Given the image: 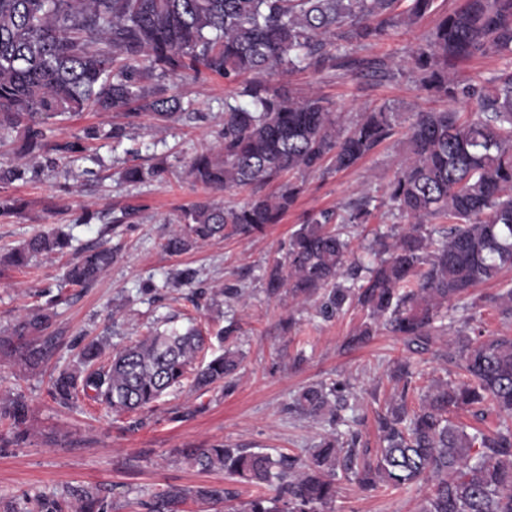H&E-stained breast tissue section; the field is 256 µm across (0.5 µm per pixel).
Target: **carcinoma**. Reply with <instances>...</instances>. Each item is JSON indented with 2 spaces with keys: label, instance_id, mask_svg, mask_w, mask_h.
<instances>
[{
  "label": "carcinoma",
  "instance_id": "cac0c4a2",
  "mask_svg": "<svg viewBox=\"0 0 512 512\" xmlns=\"http://www.w3.org/2000/svg\"><path fill=\"white\" fill-rule=\"evenodd\" d=\"M436 10V0H0V138L16 133L18 154L32 161L0 166V189L55 169L90 141H119L127 130L89 126L51 141L49 126L88 109L129 120L150 112L168 122L182 114V98L162 81L218 75L235 86L233 101L224 104L218 145L195 155L188 176L214 195L248 187L251 198L240 207L208 198L193 204L164 249L179 256L215 237H251L280 223L302 191L290 184L267 193V186L287 172L354 167L393 136L399 118L388 105L344 122L324 98H296L266 75L313 69L389 81L405 72L447 108L412 113L386 199L367 192L340 211L304 215L284 260L270 268L266 291L320 296L324 321L350 307L365 310L350 347L382 326L409 351L428 353L454 322L448 312L468 311L473 288L512 268V0H462L402 59L357 55ZM487 55L505 60L503 68L478 79L457 76L458 63ZM164 172L160 164H131L123 178L138 184ZM385 205L405 224L391 235L375 234L378 261L365 269L350 258L342 229L366 223ZM27 208L21 198L0 196L3 217ZM135 217L133 208L118 215L87 211L80 223L97 222L105 236ZM71 240L61 229L36 232L0 257V266L22 269L40 256L65 255ZM113 260L111 249L88 247L64 279L88 287ZM44 295L46 305L0 336V355L30 369L44 363L52 340L47 331L59 298ZM489 301L512 319V288ZM204 345L193 327L155 329L106 358V342L92 339L72 367L52 378L50 396L68 406L81 393L118 416L137 415L189 379L198 390L232 379L238 351L226 348L202 363ZM440 357L463 378L437 380L413 409L411 372L401 366L393 375L401 390L377 416L382 446L373 459L356 448L359 433L341 414L345 381L308 385L295 400L299 414L348 427L325 435L305 457L222 443L187 448L183 457L203 472L222 471L260 488L231 512H332L341 476L364 490L426 481L431 491L418 512H512V336L461 328ZM461 410L481 421L494 415L498 425L470 433L453 421ZM2 419L14 440L26 439L29 406L22 397L0 404ZM69 495L76 512H112L88 488ZM189 498L215 507L236 496L222 484L170 488L144 506L178 512Z\"/></svg>",
  "mask_w": 512,
  "mask_h": 512
}]
</instances>
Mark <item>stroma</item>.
<instances>
[{
  "label": "stroma",
  "instance_id": "1",
  "mask_svg": "<svg viewBox=\"0 0 512 512\" xmlns=\"http://www.w3.org/2000/svg\"><path fill=\"white\" fill-rule=\"evenodd\" d=\"M273 84L297 97L316 94L328 100L343 118L391 103L402 109L426 110L430 101L416 90L408 75L387 82L361 76L336 79L311 70L271 75ZM182 94L190 118L168 125L149 115L136 119L122 144L92 142L87 158L67 161L39 179L16 182L11 194L30 207L21 218L0 217V251L37 231L69 224L75 248L97 244L111 247L116 259L90 287L63 284L64 259L42 257L31 267L0 270V334L29 309L44 304L40 291L61 290L64 298L49 329L54 346L39 368L24 370L15 360L0 358V399L21 395L30 405L29 435L13 439L0 425V512L24 508L42 496L66 499L75 486L100 490L111 500L112 512H145L142 503L170 486L194 488L220 484L218 472H202L180 455L184 448L225 443L242 448L307 455L327 431L324 420L295 413V398L312 383L347 381L349 404L356 418L359 447L376 453L381 442L376 417L395 391L393 372L409 361L412 373L410 406L446 372L435 352L409 355L402 340L380 331L361 347L347 348L352 330L365 318L352 309L326 322L315 314L316 299H292L288 293L269 296L265 280L274 259L284 258L288 239L304 213L342 205L363 192L383 197L404 153V136L396 134L353 168L324 177L299 175L303 184L295 206L281 223L257 238H214L179 256L163 244L177 225L183 208L204 199L206 192L185 177L195 155L213 146L224 101L232 92L219 76L188 80L174 87ZM164 163L162 178L137 186L121 181L126 163ZM136 208L135 224L101 235L96 224L76 225L84 210ZM196 270L190 287L174 288L170 278L180 269ZM151 294H142L144 284ZM235 288L240 298H221L210 307H193L192 288ZM512 287V270L474 288L471 327L484 334L512 335V320L503 319L489 298ZM176 327L195 325L219 353L220 331L229 332L241 354L231 388L197 391L190 385L170 390L141 427L130 428L129 417L113 415L106 406L77 398L71 407L56 404L49 389L60 369L75 364L82 342L109 337L120 347L137 340L165 318ZM429 486L364 491L352 481L338 482L333 512H417Z\"/></svg>",
  "mask_w": 512,
  "mask_h": 512
}]
</instances>
